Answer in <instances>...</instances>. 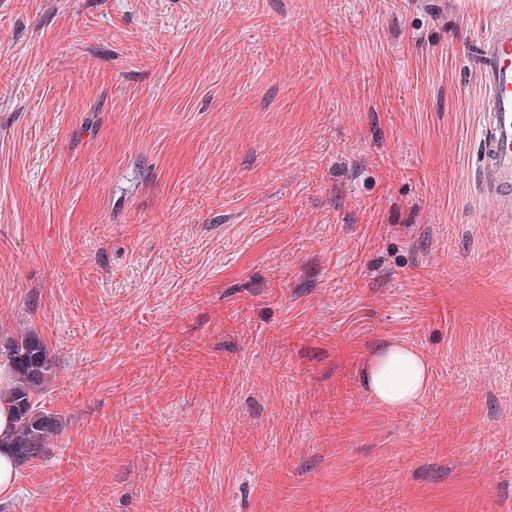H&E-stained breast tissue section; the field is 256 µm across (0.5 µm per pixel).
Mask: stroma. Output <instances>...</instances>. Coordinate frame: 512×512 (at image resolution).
I'll list each match as a JSON object with an SVG mask.
<instances>
[{
  "mask_svg": "<svg viewBox=\"0 0 512 512\" xmlns=\"http://www.w3.org/2000/svg\"><path fill=\"white\" fill-rule=\"evenodd\" d=\"M509 18L0 0V361L40 336L65 420L0 512H512V210L466 62ZM397 345L429 381L388 409ZM427 381L425 359L401 346H391L374 356L365 371V383L376 401L394 409L417 402Z\"/></svg>",
  "mask_w": 512,
  "mask_h": 512,
  "instance_id": "35a3bbf8",
  "label": "stroma"
}]
</instances>
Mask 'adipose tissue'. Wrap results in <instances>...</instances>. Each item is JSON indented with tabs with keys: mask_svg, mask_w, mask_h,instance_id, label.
Segmentation results:
<instances>
[{
	"mask_svg": "<svg viewBox=\"0 0 512 512\" xmlns=\"http://www.w3.org/2000/svg\"><path fill=\"white\" fill-rule=\"evenodd\" d=\"M428 381L425 359L406 347L392 346L373 357L365 371V382L376 401L388 408H399L417 402ZM12 372L0 364V493L11 491L17 481L18 463L4 442L14 427L10 401Z\"/></svg>",
	"mask_w": 512,
	"mask_h": 512,
	"instance_id": "adipose-tissue-1",
	"label": "adipose tissue"
}]
</instances>
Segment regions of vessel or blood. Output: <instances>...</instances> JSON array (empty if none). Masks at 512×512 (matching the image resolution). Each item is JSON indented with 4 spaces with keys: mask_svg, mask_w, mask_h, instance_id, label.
Returning a JSON list of instances; mask_svg holds the SVG:
<instances>
[{
    "mask_svg": "<svg viewBox=\"0 0 512 512\" xmlns=\"http://www.w3.org/2000/svg\"><path fill=\"white\" fill-rule=\"evenodd\" d=\"M485 87L478 128L485 199L512 204V22L494 23L471 57Z\"/></svg>",
    "mask_w": 512,
    "mask_h": 512,
    "instance_id": "1",
    "label": "vessel or blood"
}]
</instances>
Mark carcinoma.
Segmentation results:
<instances>
[{
	"label": "carcinoma",
	"instance_id": "1",
	"mask_svg": "<svg viewBox=\"0 0 512 512\" xmlns=\"http://www.w3.org/2000/svg\"><path fill=\"white\" fill-rule=\"evenodd\" d=\"M8 359L14 372L11 402L15 415L8 446L13 448L18 462L25 464L49 452L50 442L62 430L63 419L38 405L53 369L49 350L41 338L27 335L14 341L8 349Z\"/></svg>",
	"mask_w": 512,
	"mask_h": 512
}]
</instances>
